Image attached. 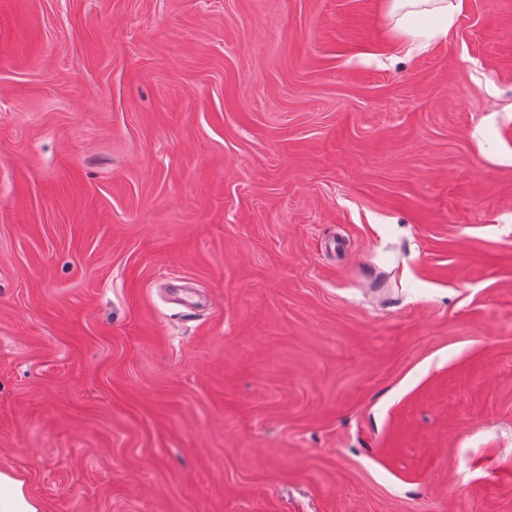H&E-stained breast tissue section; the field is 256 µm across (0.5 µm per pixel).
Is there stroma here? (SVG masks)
I'll return each mask as SVG.
<instances>
[{"mask_svg": "<svg viewBox=\"0 0 512 512\" xmlns=\"http://www.w3.org/2000/svg\"><path fill=\"white\" fill-rule=\"evenodd\" d=\"M0 471L512 512V0H0ZM462 3L463 0H388L387 11L398 33L424 45L448 33Z\"/></svg>", "mask_w": 512, "mask_h": 512, "instance_id": "1", "label": "stroma"}]
</instances>
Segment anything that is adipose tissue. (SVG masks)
<instances>
[{
    "mask_svg": "<svg viewBox=\"0 0 512 512\" xmlns=\"http://www.w3.org/2000/svg\"><path fill=\"white\" fill-rule=\"evenodd\" d=\"M463 0H387V11L398 33L427 44L446 35Z\"/></svg>",
    "mask_w": 512,
    "mask_h": 512,
    "instance_id": "obj_1",
    "label": "adipose tissue"
}]
</instances>
